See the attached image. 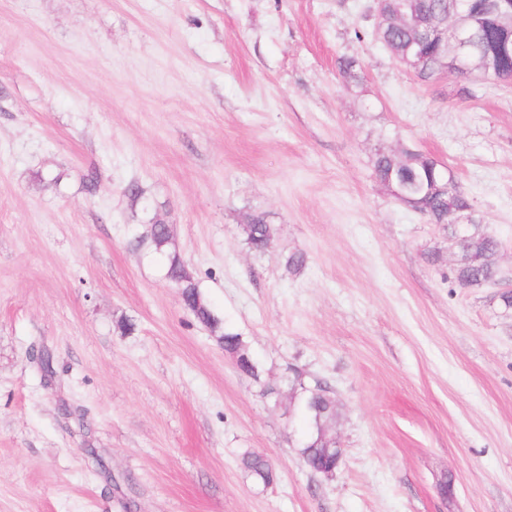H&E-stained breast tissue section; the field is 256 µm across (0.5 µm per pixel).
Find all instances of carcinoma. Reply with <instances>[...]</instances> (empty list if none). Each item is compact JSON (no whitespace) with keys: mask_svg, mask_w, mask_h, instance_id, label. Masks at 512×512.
<instances>
[{"mask_svg":"<svg viewBox=\"0 0 512 512\" xmlns=\"http://www.w3.org/2000/svg\"><path fill=\"white\" fill-rule=\"evenodd\" d=\"M398 2L392 0L387 4L386 15L381 22V39L391 52L399 58H412L420 55L424 58V66L420 71L421 80L427 81L445 70H453V59L446 56L444 45L436 42L428 35L396 22ZM475 59L485 58L497 70L512 72V29L506 24L487 16L483 18L480 31L472 49ZM407 163L401 167L393 163L390 155L380 152L374 161V171L382 183L398 186V181L405 185L406 203L425 214L432 224H448V193L430 194L427 192L432 182L440 181L445 174L443 165L422 155L417 151L406 152ZM244 233L248 245L256 252L265 251L274 237V228L266 223L261 216H255L244 225ZM170 230L151 226L150 242L155 252L167 255L166 277L176 285L185 279L192 284L186 289L184 303L194 313L197 320L219 338L224 350L249 353L242 336L224 329V322L214 316V312L202 297L198 283L187 270L179 255L166 254L170 243ZM499 243L496 239L480 231V223L471 220V224L463 231L460 260L455 268V279L462 287H474L496 282V257ZM299 410L307 425L306 444L312 447L308 455L310 468L324 464L316 450L318 432L322 426L336 417V400L326 386L318 385L307 391L299 400ZM241 466L252 476L269 482L273 480L269 465L261 457L245 452L240 458Z\"/></svg>","mask_w":512,"mask_h":512,"instance_id":"carcinoma-1","label":"carcinoma"}]
</instances>
